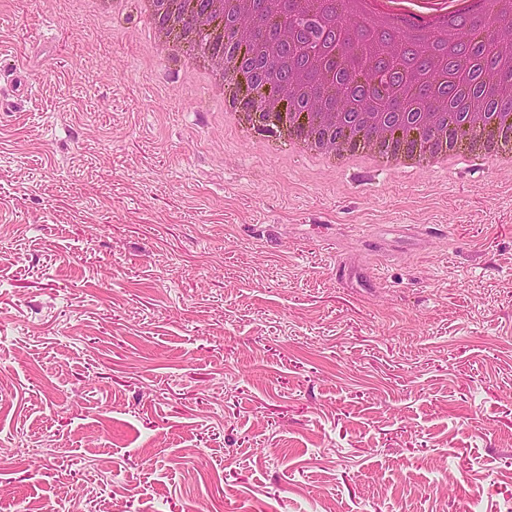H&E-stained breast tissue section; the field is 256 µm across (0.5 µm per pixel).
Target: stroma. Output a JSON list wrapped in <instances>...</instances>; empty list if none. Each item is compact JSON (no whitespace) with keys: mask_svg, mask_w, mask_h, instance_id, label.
Wrapping results in <instances>:
<instances>
[{"mask_svg":"<svg viewBox=\"0 0 512 512\" xmlns=\"http://www.w3.org/2000/svg\"><path fill=\"white\" fill-rule=\"evenodd\" d=\"M138 3L0 0V512H512V167L269 153ZM11 77L12 98L4 99L0 94V112H14L20 106L22 99L31 91L32 83L27 70L19 66L16 61L0 54V77Z\"/></svg>","mask_w":512,"mask_h":512,"instance_id":"obj_1","label":"stroma"}]
</instances>
